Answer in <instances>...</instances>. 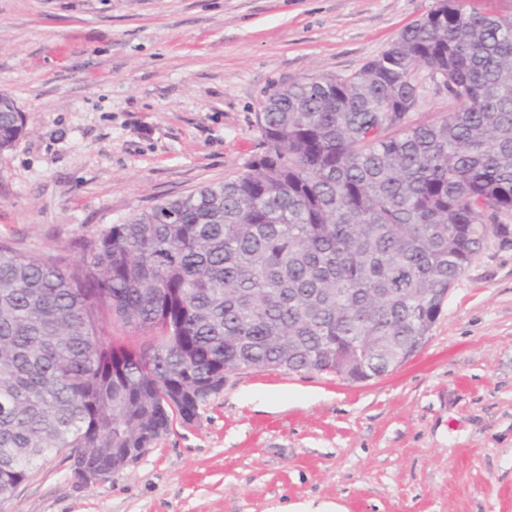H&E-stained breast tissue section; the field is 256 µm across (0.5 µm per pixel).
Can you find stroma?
Segmentation results:
<instances>
[{
	"label": "stroma",
	"instance_id": "1",
	"mask_svg": "<svg viewBox=\"0 0 512 512\" xmlns=\"http://www.w3.org/2000/svg\"><path fill=\"white\" fill-rule=\"evenodd\" d=\"M435 0H0V244L78 255L98 229L241 174L273 90L349 75ZM512 512V236L489 237L386 375L241 368L86 487L63 457L0 512ZM11 97L0 94V152L15 148L25 128V116Z\"/></svg>",
	"mask_w": 512,
	"mask_h": 512
}]
</instances>
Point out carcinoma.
Returning a JSON list of instances; mask_svg holds the SVG:
<instances>
[{
    "label": "carcinoma",
    "instance_id": "1",
    "mask_svg": "<svg viewBox=\"0 0 512 512\" xmlns=\"http://www.w3.org/2000/svg\"><path fill=\"white\" fill-rule=\"evenodd\" d=\"M457 108L410 120L416 72ZM246 171L81 242L0 245V502L52 456L118 471L226 372L380 376L429 335L488 225L512 212V15L438 0L350 75L283 87ZM25 116L0 94V152ZM140 339L112 336V326Z\"/></svg>",
    "mask_w": 512,
    "mask_h": 512
}]
</instances>
